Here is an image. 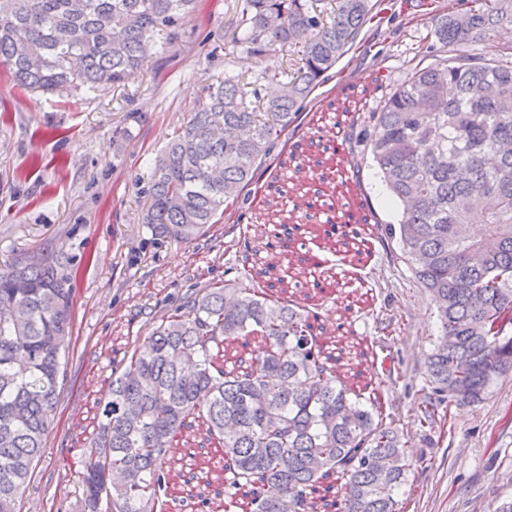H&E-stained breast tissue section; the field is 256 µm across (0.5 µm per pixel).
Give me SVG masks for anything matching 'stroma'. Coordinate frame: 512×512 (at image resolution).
Listing matches in <instances>:
<instances>
[{
    "mask_svg": "<svg viewBox=\"0 0 512 512\" xmlns=\"http://www.w3.org/2000/svg\"><path fill=\"white\" fill-rule=\"evenodd\" d=\"M244 0H195L143 70L125 84L91 93H31L0 72V265L15 253L62 247L74 285L66 377L44 454L19 500L20 512H70L81 449L94 430L112 371L154 326L209 283L234 282L274 252L291 251L295 301L320 297V322L341 347L374 355L360 361L382 378L387 411L414 440L406 512H497L512 497V373L487 399L452 409V429L420 438L410 406L425 382L438 335L428 293L401 259L387 225L400 213L362 137L370 113L416 70L435 44V17L457 0H394L374 40H361L314 89L257 167L253 182L221 219L191 241H153L141 222L154 160L201 105L216 78L239 80L273 96L279 73H293L297 47L253 55L242 41ZM351 147L340 210L358 208L372 256L370 291L359 301L345 266L326 293L293 225L275 223L268 203L295 205L322 194L323 167L335 137Z\"/></svg>",
    "mask_w": 512,
    "mask_h": 512,
    "instance_id": "1",
    "label": "stroma"
}]
</instances>
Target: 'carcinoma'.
I'll list each match as a JSON object with an SVG mask.
<instances>
[{
  "label": "carcinoma",
  "mask_w": 512,
  "mask_h": 512,
  "mask_svg": "<svg viewBox=\"0 0 512 512\" xmlns=\"http://www.w3.org/2000/svg\"><path fill=\"white\" fill-rule=\"evenodd\" d=\"M331 17L307 0H246L254 54L301 48L280 93L256 110L246 87L222 79L157 157L142 216L157 240H191L236 202L270 145L312 89L391 4L334 0ZM436 19L440 48L512 32L502 0ZM193 0H0V68L20 87L96 92L139 71L166 28ZM505 57L465 54L414 72L370 113L365 142L400 208L388 227L435 305L440 335L414 408L421 432L440 410L480 403L512 372V44ZM279 223L304 222L308 251L333 278L329 231L306 212L274 209ZM292 262H269L248 282L201 288L112 375L97 427L82 449L72 512H172L167 468L178 433L198 422L219 458L198 461L214 502L198 512H398L408 473L407 435L384 414L382 383L355 390L317 308L269 294L261 278ZM72 277L53 245L0 266V512L17 502L40 460L72 334ZM250 349L249 358L234 345ZM345 480L341 502L330 497Z\"/></svg>",
  "instance_id": "cac0c4a2"
}]
</instances>
